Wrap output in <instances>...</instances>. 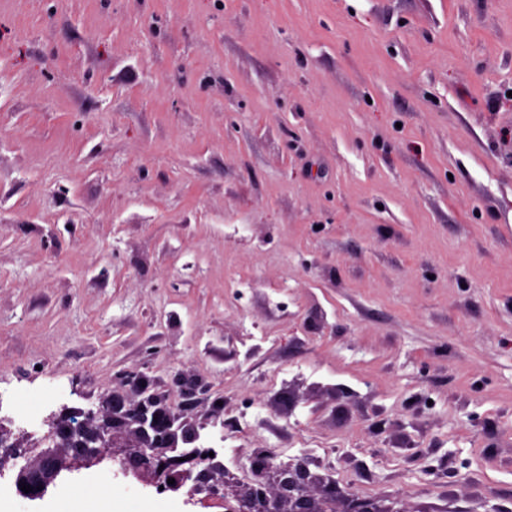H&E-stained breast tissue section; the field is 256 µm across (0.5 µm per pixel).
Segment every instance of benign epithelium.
<instances>
[{
	"instance_id": "7a95c632",
	"label": "benign epithelium",
	"mask_w": 512,
	"mask_h": 512,
	"mask_svg": "<svg viewBox=\"0 0 512 512\" xmlns=\"http://www.w3.org/2000/svg\"><path fill=\"white\" fill-rule=\"evenodd\" d=\"M125 377L135 380L138 401L128 406L124 396L114 394L102 412L62 411L52 419L53 445L47 448H39L40 441L25 433L13 438L0 425V467H11L17 495L29 497L21 490L24 484L46 492L63 473L96 466L112 456V449L122 448L124 471L149 475L157 488L187 486L191 495L204 485L211 496H223L229 473L216 477L209 456L212 448L200 443L197 426L183 420L201 386L181 381L185 401L174 408L152 391L142 375L127 372ZM171 478L175 483H167ZM335 500L331 479L290 463L248 486L240 499V512H337L330 508Z\"/></svg>"
}]
</instances>
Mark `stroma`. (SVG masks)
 I'll list each match as a JSON object with an SVG mask.
<instances>
[{"label": "stroma", "mask_w": 512, "mask_h": 512, "mask_svg": "<svg viewBox=\"0 0 512 512\" xmlns=\"http://www.w3.org/2000/svg\"><path fill=\"white\" fill-rule=\"evenodd\" d=\"M125 370L207 387L224 498L114 460L0 512H227L261 448L512 512V0H0V393Z\"/></svg>", "instance_id": "stroma-1"}]
</instances>
